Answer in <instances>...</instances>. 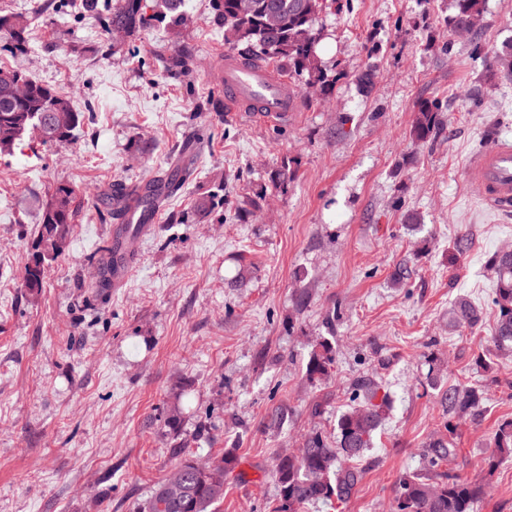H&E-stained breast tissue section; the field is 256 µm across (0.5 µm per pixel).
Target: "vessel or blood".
<instances>
[{"label":"vessel or blood","instance_id":"1","mask_svg":"<svg viewBox=\"0 0 512 512\" xmlns=\"http://www.w3.org/2000/svg\"><path fill=\"white\" fill-rule=\"evenodd\" d=\"M296 92L271 67L224 57V101L233 112L264 123H287L295 109ZM468 176L483 201L494 210L512 208V142L502 141L472 157ZM159 208L132 207L112 229V265L98 271L99 279L122 287L134 271L135 244L159 221Z\"/></svg>","mask_w":512,"mask_h":512}]
</instances>
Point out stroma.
<instances>
[{"mask_svg": "<svg viewBox=\"0 0 512 512\" xmlns=\"http://www.w3.org/2000/svg\"><path fill=\"white\" fill-rule=\"evenodd\" d=\"M183 10L179 29L105 36L85 0H0L1 15L32 18L27 53L0 49V66L84 116L72 141L0 157V512H141L178 443L204 462L239 456L217 512H269L277 454L313 431L335 435L362 379L389 398L364 478L343 508L305 512H394L399 478L422 472L448 420L449 471L489 483L476 512H512V458L491 475L484 466L512 419V354L493 339L487 268L512 245V212L490 210L467 175L475 154L512 140V80L493 63L512 46V0H485L467 36L446 22L452 0H342L317 21L336 81L299 85L285 126L226 112L224 36L208 0ZM184 46L192 73L166 70ZM424 101L439 104V123L420 142ZM182 164L191 176L137 242L132 276L104 292L113 184ZM282 169L284 190L272 183ZM60 183L76 191L74 232L32 294L29 250ZM217 190L221 211L196 218V199ZM460 296L481 308L478 326L449 327ZM323 340L336 363L311 381ZM454 386L485 390L478 413L448 416L441 396ZM278 406L287 419L274 429Z\"/></svg>", "mask_w": 512, "mask_h": 512, "instance_id": "1", "label": "stroma"}]
</instances>
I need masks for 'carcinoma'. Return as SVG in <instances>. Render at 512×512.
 <instances>
[{"instance_id":"1","label":"carcinoma","mask_w":512,"mask_h":512,"mask_svg":"<svg viewBox=\"0 0 512 512\" xmlns=\"http://www.w3.org/2000/svg\"><path fill=\"white\" fill-rule=\"evenodd\" d=\"M182 0H117L87 8L102 15V31L115 25L138 30L158 18L171 26L183 25ZM213 19L224 27V44L245 59L288 62V75L307 85L323 89L332 85L327 68L317 55L321 32L316 19L336 7V0H210ZM451 31H459L466 20L481 17L484 0H452ZM30 18L19 13L0 15V39L12 53L26 48ZM439 104H423L413 126L418 141L429 137L438 123ZM83 115L70 100L52 87L38 82L17 68L0 67V156L11 155L28 138L41 144L70 141L81 125ZM218 194L200 197L195 212L209 217L218 206ZM74 187L60 183L43 209L41 228L35 242V266L29 270L26 288L34 293L42 288L44 265L65 251L72 232ZM496 280L492 302L498 310L495 342L499 349L512 352V252L497 251L490 257ZM480 310L461 296L448 310V325L472 326ZM336 362V352L321 341L312 351L306 367L309 379L326 378ZM357 404L344 412L336 425V439L320 432L310 435L298 452L278 455L273 476L278 497L270 512H302L311 503L347 502L363 479L357 461L370 448L380 428L386 399L376 400L378 387L361 381L352 391ZM482 396L474 387H452L442 396L448 412L468 414L477 409ZM457 449L447 437L425 445L423 459L435 471L437 480L418 474L400 477L396 486V512H474L485 494V485L440 471L453 459ZM175 463L154 488L143 512H215L224 501V479L240 464L234 450L208 466L199 464L182 445L173 449ZM512 456V420L501 423L494 435L493 450L485 459L487 475H493L500 459Z\"/></svg>"}]
</instances>
